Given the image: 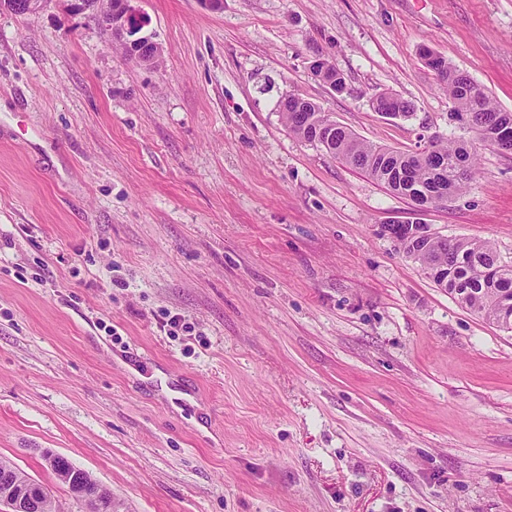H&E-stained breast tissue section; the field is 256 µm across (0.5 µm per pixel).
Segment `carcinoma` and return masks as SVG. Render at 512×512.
I'll return each instance as SVG.
<instances>
[{"label":"carcinoma","instance_id":"cac0c4a2","mask_svg":"<svg viewBox=\"0 0 512 512\" xmlns=\"http://www.w3.org/2000/svg\"><path fill=\"white\" fill-rule=\"evenodd\" d=\"M424 59L448 93L449 119L473 133L474 140L435 134L420 150L405 153L370 143L343 125L334 130L324 126L321 108L295 95L280 101V112L296 137L361 170L391 192L421 205L435 204L440 192L451 199L473 178L477 145L512 151V112L497 106L485 87L465 71L431 52ZM372 104L377 110L392 111L394 118L413 114L412 104L396 94L381 93ZM394 240L402 253L416 255L427 267L448 270V295L458 304L485 319L500 315L503 292L512 290V263L500 260L490 242L468 238L427 242L411 234L406 224L398 225Z\"/></svg>","mask_w":512,"mask_h":512}]
</instances>
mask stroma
Returning <instances> with one entry per match:
<instances>
[{
	"label": "stroma",
	"mask_w": 512,
	"mask_h": 512,
	"mask_svg": "<svg viewBox=\"0 0 512 512\" xmlns=\"http://www.w3.org/2000/svg\"><path fill=\"white\" fill-rule=\"evenodd\" d=\"M133 5L158 64L68 0L0 11V458L56 512L85 505L45 450L112 512H512V332L383 232L512 261V153L418 214L277 107L404 152L460 136L420 49L512 111V0ZM385 91L413 115L374 112Z\"/></svg>",
	"instance_id": "1"
}]
</instances>
